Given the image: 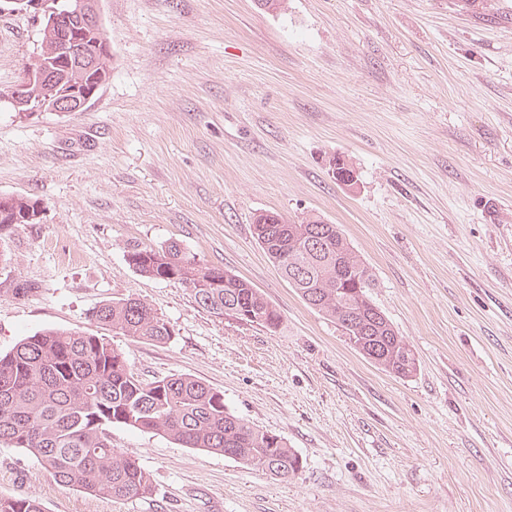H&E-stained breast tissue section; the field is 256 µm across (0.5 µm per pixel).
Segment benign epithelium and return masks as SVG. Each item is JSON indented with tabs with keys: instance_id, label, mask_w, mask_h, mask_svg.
Masks as SVG:
<instances>
[{
	"instance_id": "benign-epithelium-1",
	"label": "benign epithelium",
	"mask_w": 512,
	"mask_h": 512,
	"mask_svg": "<svg viewBox=\"0 0 512 512\" xmlns=\"http://www.w3.org/2000/svg\"><path fill=\"white\" fill-rule=\"evenodd\" d=\"M43 15L42 54L24 71L11 102L19 112H78L112 73V49L102 37L99 0H6Z\"/></svg>"
}]
</instances>
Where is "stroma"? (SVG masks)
I'll return each instance as SVG.
<instances>
[{
    "label": "stroma",
    "mask_w": 512,
    "mask_h": 512,
    "mask_svg": "<svg viewBox=\"0 0 512 512\" xmlns=\"http://www.w3.org/2000/svg\"><path fill=\"white\" fill-rule=\"evenodd\" d=\"M99 14L112 77L82 111L0 99V196L41 205L0 233V352L45 328L110 336L141 379L205 382L303 468L284 480L116 427L151 497L86 495L3 444L0 495L44 512H512V0H100ZM40 39L37 15L0 11V90ZM266 210L342 226L415 375L363 358L303 302L252 236ZM173 240L249 280L280 329L211 316L125 260ZM128 296L169 341L92 323Z\"/></svg>",
    "instance_id": "obj_1"
}]
</instances>
